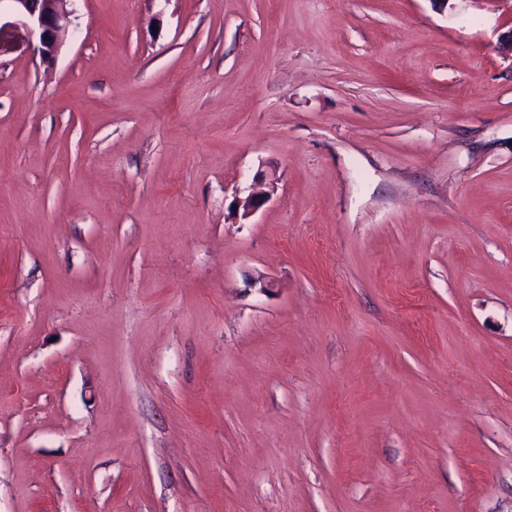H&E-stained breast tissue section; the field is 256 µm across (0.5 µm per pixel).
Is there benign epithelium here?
<instances>
[{"label":"benign epithelium","instance_id":"benign-epithelium-1","mask_svg":"<svg viewBox=\"0 0 512 512\" xmlns=\"http://www.w3.org/2000/svg\"><path fill=\"white\" fill-rule=\"evenodd\" d=\"M16 21L0 24V52L5 45L22 42L44 64L55 62L61 39L72 22L75 0H3Z\"/></svg>","mask_w":512,"mask_h":512}]
</instances>
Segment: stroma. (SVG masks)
Returning a JSON list of instances; mask_svg holds the SVG:
<instances>
[{"label":"stroma","mask_w":512,"mask_h":512,"mask_svg":"<svg viewBox=\"0 0 512 512\" xmlns=\"http://www.w3.org/2000/svg\"><path fill=\"white\" fill-rule=\"evenodd\" d=\"M74 8L0 53V512H512V0Z\"/></svg>","instance_id":"35a3bbf8"}]
</instances>
